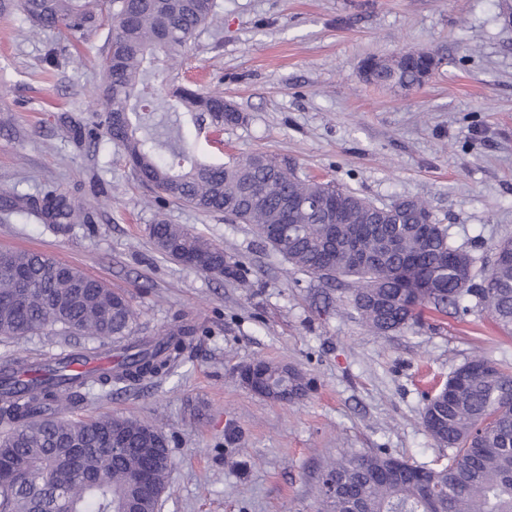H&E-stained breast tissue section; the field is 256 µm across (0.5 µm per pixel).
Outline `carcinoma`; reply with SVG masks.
Segmentation results:
<instances>
[{
  "mask_svg": "<svg viewBox=\"0 0 512 512\" xmlns=\"http://www.w3.org/2000/svg\"><path fill=\"white\" fill-rule=\"evenodd\" d=\"M16 6L38 28L70 35L107 24L106 85L98 103L94 141L123 152L132 169L164 197L201 212L252 226L257 237L295 268L326 281L349 277L358 318L384 335L417 321L424 310L466 313L474 296L503 330L512 333V240L495 247L478 268L469 251L452 245L448 225L418 200L378 206L332 182L300 177L267 154L229 163L199 161L180 132V115L216 132L243 116L224 97L177 86L159 95L150 77L175 82L177 56L214 17V0H0ZM420 49L401 61H365L373 83L411 88L437 67ZM24 210L43 224L86 223L89 216L56 190L24 198ZM165 257L215 277L240 280L248 270L224 249L188 229L160 220L149 232ZM360 238L371 254L365 267L346 258L343 244ZM134 312L126 297L81 269L33 251H0V337L47 329L119 344L115 370L87 379L64 373L22 382L28 364H0V448L23 465L26 483H0V512H157L158 500L134 479L146 456L160 460L153 484L165 494L168 443L152 425L119 415L76 419L69 408L94 386L137 383L171 372L197 336L180 322L150 338L128 336ZM259 382L276 386L282 365L254 361ZM293 393L308 382L293 373ZM422 424L448 449V463L410 464L383 452L353 453L327 467L320 512H512V370L476 356L426 395Z\"/></svg>",
  "mask_w": 512,
  "mask_h": 512,
  "instance_id": "carcinoma-1",
  "label": "carcinoma"
}]
</instances>
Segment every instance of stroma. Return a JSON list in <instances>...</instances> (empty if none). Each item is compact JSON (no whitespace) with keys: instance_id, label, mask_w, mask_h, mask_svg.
I'll return each instance as SVG.
<instances>
[{"instance_id":"stroma-1","label":"stroma","mask_w":512,"mask_h":512,"mask_svg":"<svg viewBox=\"0 0 512 512\" xmlns=\"http://www.w3.org/2000/svg\"><path fill=\"white\" fill-rule=\"evenodd\" d=\"M215 3L180 80L222 92L243 121L214 143L185 122L197 156L267 153L380 206L424 200L453 245L492 263L495 245L512 238V0ZM411 48L441 60L421 86L363 78L364 59ZM106 53V30L76 40L0 12V189L26 197L52 187L93 217L64 226L2 217L0 249L43 253L124 292L133 336L178 317L203 330L170 374L91 389L76 416L121 414L164 432L172 467L159 512H316L320 477L346 451L446 462L422 426L425 393L478 355L512 365V335L477 304L375 335L344 286L292 267L249 226L156 200L120 149L76 133L93 124ZM158 219L223 246L248 282L165 258L148 236ZM91 345L47 330L1 341L0 360ZM258 358L292 367L310 390L288 404L251 392L239 374Z\"/></svg>"}]
</instances>
